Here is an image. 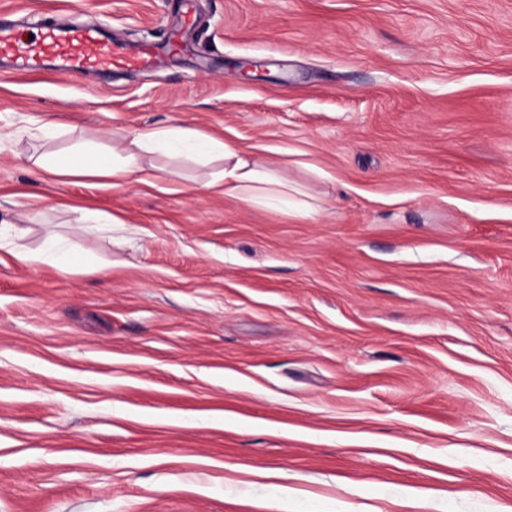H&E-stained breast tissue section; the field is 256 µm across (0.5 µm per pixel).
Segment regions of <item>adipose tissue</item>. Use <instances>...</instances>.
Returning <instances> with one entry per match:
<instances>
[{
    "instance_id": "obj_1",
    "label": "adipose tissue",
    "mask_w": 512,
    "mask_h": 512,
    "mask_svg": "<svg viewBox=\"0 0 512 512\" xmlns=\"http://www.w3.org/2000/svg\"><path fill=\"white\" fill-rule=\"evenodd\" d=\"M121 147L109 153L94 151L89 143L78 144L68 155L33 151L28 161L36 170L57 177L104 181L117 189L143 175L148 159L157 155L185 157L198 161L218 160L222 169L211 175L204 189L211 194L237 198L257 205L295 207L303 215L312 214L311 204L299 201L300 190L278 172L244 152L233 140L179 124L147 127L121 134ZM12 255L26 266L51 264L61 272L87 273L91 267L82 256L67 247L53 229H45L43 246L30 250L24 243L25 229L11 228Z\"/></svg>"
}]
</instances>
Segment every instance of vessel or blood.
Instances as JSON below:
<instances>
[{
    "instance_id": "1",
    "label": "vessel or blood",
    "mask_w": 512,
    "mask_h": 512,
    "mask_svg": "<svg viewBox=\"0 0 512 512\" xmlns=\"http://www.w3.org/2000/svg\"><path fill=\"white\" fill-rule=\"evenodd\" d=\"M3 54L15 56L28 70L40 68L46 57H58L66 61V75L70 78L89 71L142 67L152 60L150 49L127 53L114 38L102 36L94 28H60L47 23L40 24L31 35L0 24V55Z\"/></svg>"
}]
</instances>
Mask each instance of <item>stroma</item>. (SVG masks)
<instances>
[{
  "label": "stroma",
  "mask_w": 512,
  "mask_h": 512,
  "mask_svg": "<svg viewBox=\"0 0 512 512\" xmlns=\"http://www.w3.org/2000/svg\"><path fill=\"white\" fill-rule=\"evenodd\" d=\"M154 66L0 65V131H219L320 206L34 174L0 142V512H512V0H0ZM263 61V77L246 79ZM87 208L117 217L87 231ZM6 225H10L11 238L14 240L11 253L20 264L36 266L47 263L54 265L66 274L103 271V267H91L75 249L68 248L59 235L50 227L44 229L43 247L38 251H33L22 243L26 236L25 229L17 226V224Z\"/></svg>",
  "instance_id": "stroma-1"
}]
</instances>
